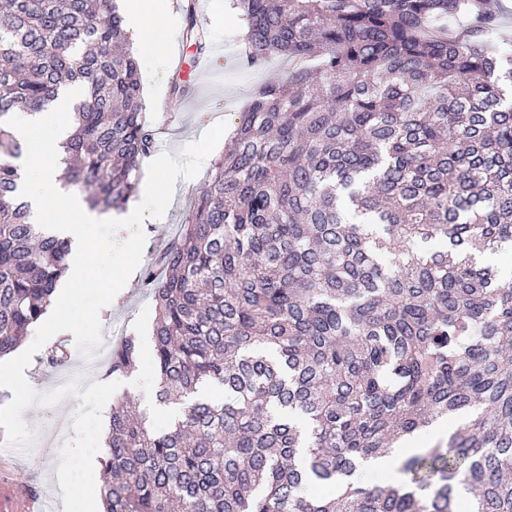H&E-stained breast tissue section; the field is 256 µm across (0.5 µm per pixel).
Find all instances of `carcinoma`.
<instances>
[{"label":"carcinoma","mask_w":512,"mask_h":512,"mask_svg":"<svg viewBox=\"0 0 512 512\" xmlns=\"http://www.w3.org/2000/svg\"><path fill=\"white\" fill-rule=\"evenodd\" d=\"M259 87L224 160L142 284L165 430L112 407L104 512H512V59L486 0H232ZM183 38L205 50L196 0ZM463 18L451 29L445 21ZM86 94L59 179L126 205L154 146L116 0H0V358L46 313L70 240L32 223L8 127ZM129 337L106 374L134 367ZM216 395L203 396V390ZM404 461H360L439 419ZM306 449L304 464L298 449ZM455 421L458 420H440L427 431L426 435L416 432L406 437L404 440L396 443L384 456L369 459L364 463L360 471L399 483L402 480V474L399 472L401 460L416 452L422 448V445L428 442L447 439L448 431Z\"/></svg>","instance_id":"obj_1"}]
</instances>
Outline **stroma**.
<instances>
[{
	"label": "stroma",
	"mask_w": 512,
	"mask_h": 512,
	"mask_svg": "<svg viewBox=\"0 0 512 512\" xmlns=\"http://www.w3.org/2000/svg\"><path fill=\"white\" fill-rule=\"evenodd\" d=\"M197 14L213 50L210 73H196L193 62L197 50L183 41L182 24L178 21L167 33L169 46L164 58H157L156 44L147 38L138 39L134 50L140 65L144 109L155 131L152 153L156 156L165 151L178 154L217 122L236 128L240 112L257 87L277 80L288 69L287 61L278 57L259 69L244 65L243 23L227 0H197ZM178 82L188 85L187 95H174L173 87ZM207 177V171H200L194 188L174 194L163 223H145L143 265H150L176 237L193 204L195 189L203 188ZM154 321L151 295L133 285L107 312L102 333L138 339ZM80 408L79 397L69 395L56 404L55 422L45 423L37 415H26L24 421L33 433L29 452L0 445V512H36L44 501L51 503L52 512H63L58 450L73 439V423Z\"/></svg>",
	"instance_id": "1"
}]
</instances>
